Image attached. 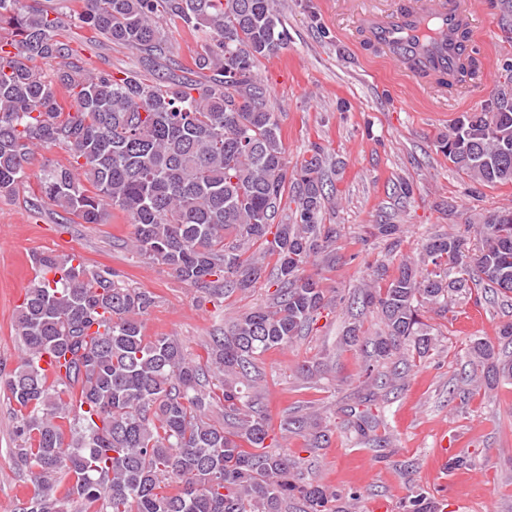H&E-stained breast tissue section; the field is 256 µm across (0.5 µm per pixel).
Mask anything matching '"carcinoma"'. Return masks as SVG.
<instances>
[{
    "label": "carcinoma",
    "mask_w": 512,
    "mask_h": 512,
    "mask_svg": "<svg viewBox=\"0 0 512 512\" xmlns=\"http://www.w3.org/2000/svg\"><path fill=\"white\" fill-rule=\"evenodd\" d=\"M77 2L73 13L72 0L43 8L0 0V193L28 179L33 147H59L68 163L42 164L41 196L84 224L112 208L133 225L131 248L142 259L219 296L254 287L268 255L277 273L271 305L211 337L201 363L176 337L145 335L150 292L74 255H32L40 277L14 321L25 356L7 382L20 413L13 456L37 485L18 512H64L71 500L88 512H288L292 499L303 512H340L335 492L301 480L297 458L275 450L269 419L242 389L257 356L302 336L327 307L305 267L332 260L336 241V229L321 223L322 147L288 172L278 115L255 75L258 59L287 45L277 0ZM89 33L145 63L167 56L175 35L202 33L201 79L151 81L79 65L72 44ZM477 74L470 59L437 82ZM438 147L476 182L512 183V102L461 114ZM290 188L294 222L276 224ZM496 216L486 217L477 249L461 234L434 235L417 262H400L388 281L353 298L383 324L365 336L352 322L342 336L365 353L364 377L380 378L407 342L429 352L434 333L421 309L444 317L453 296L512 293V221L496 224ZM471 354L486 386L512 378V358L489 341H474ZM218 391L224 420L213 422ZM281 428L307 433L313 448L326 437L307 416H287Z\"/></svg>",
    "instance_id": "cac0c4a2"
}]
</instances>
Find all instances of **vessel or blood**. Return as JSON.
<instances>
[{"label":"vessel or blood","mask_w":512,"mask_h":512,"mask_svg":"<svg viewBox=\"0 0 512 512\" xmlns=\"http://www.w3.org/2000/svg\"><path fill=\"white\" fill-rule=\"evenodd\" d=\"M360 27L368 40L388 58L403 65L419 63L443 70L461 57L456 38L461 28L472 25L469 11L449 0H413L399 11L361 14Z\"/></svg>","instance_id":"obj_1"}]
</instances>
